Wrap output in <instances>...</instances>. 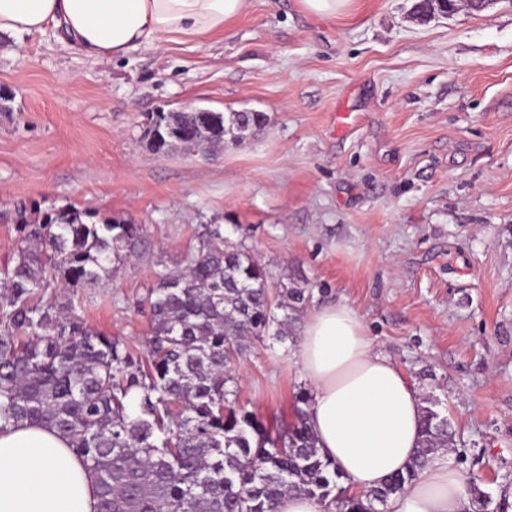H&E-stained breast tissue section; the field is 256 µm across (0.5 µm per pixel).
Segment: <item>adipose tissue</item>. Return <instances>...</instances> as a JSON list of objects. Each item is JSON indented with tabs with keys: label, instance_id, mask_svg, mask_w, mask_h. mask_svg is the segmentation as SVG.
I'll return each mask as SVG.
<instances>
[{
	"label": "adipose tissue",
	"instance_id": "1",
	"mask_svg": "<svg viewBox=\"0 0 512 512\" xmlns=\"http://www.w3.org/2000/svg\"><path fill=\"white\" fill-rule=\"evenodd\" d=\"M252 0H0V33L58 30L89 59L123 58L184 35L223 33ZM297 358L310 398L307 424L352 493L404 472L417 455L425 406L415 384L378 352L359 313L335 303L313 309L299 331ZM93 474L47 428L0 433V512H97ZM459 470L437 459L389 499L387 512H467Z\"/></svg>",
	"mask_w": 512,
	"mask_h": 512
}]
</instances>
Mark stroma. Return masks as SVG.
I'll return each mask as SVG.
<instances>
[{"instance_id": "stroma-1", "label": "stroma", "mask_w": 512, "mask_h": 512, "mask_svg": "<svg viewBox=\"0 0 512 512\" xmlns=\"http://www.w3.org/2000/svg\"><path fill=\"white\" fill-rule=\"evenodd\" d=\"M415 0H296L253 8L204 39L118 60L55 30L0 34V269L16 215L75 206L146 227L149 248L76 299L88 326L147 358V292L220 224L271 284L344 302L376 347L436 399L450 465L493 504L512 496V0L420 19ZM265 113L223 149L155 153L154 112ZM296 336L254 342L238 400L267 426L294 420Z\"/></svg>"}]
</instances>
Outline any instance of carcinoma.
<instances>
[{
  "label": "carcinoma",
  "mask_w": 512,
  "mask_h": 512,
  "mask_svg": "<svg viewBox=\"0 0 512 512\" xmlns=\"http://www.w3.org/2000/svg\"><path fill=\"white\" fill-rule=\"evenodd\" d=\"M445 11L416 0L414 12ZM267 124L263 112H154L145 135L152 149L203 147ZM17 257L0 278V432L29 422L55 429L97 478L98 512H276L296 492L336 512H386L389 498L449 447L439 402L423 410L421 448L405 474L355 496L317 448L305 421L309 397L296 395V422L270 429L238 405L234 362L269 335L288 339V323L307 290L273 292L254 255L206 224L187 246L183 268L159 276L144 308L149 360L87 326L74 299L148 249L145 227L119 217L94 219L74 207L21 211Z\"/></svg>",
  "instance_id": "carcinoma-1"
}]
</instances>
